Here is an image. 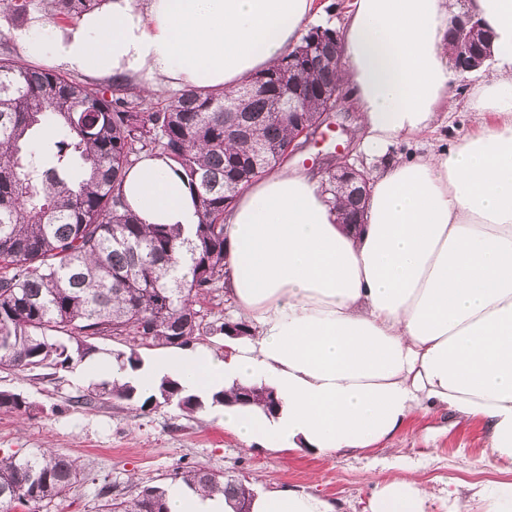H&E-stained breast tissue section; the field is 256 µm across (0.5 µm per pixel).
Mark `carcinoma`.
<instances>
[{
    "mask_svg": "<svg viewBox=\"0 0 512 512\" xmlns=\"http://www.w3.org/2000/svg\"><path fill=\"white\" fill-rule=\"evenodd\" d=\"M54 19L74 25L104 0H42ZM291 51L234 91L185 89L163 101L129 82L77 81L54 69L0 53V367L21 372L72 369L99 353L94 336H127L135 343L186 346L223 331L227 322L196 304L224 287V213L241 186L283 162L288 125L279 109L293 93L304 97L302 118L325 110L320 92H336V73L320 52L297 60ZM260 89L253 90L256 84ZM165 155L189 178L200 222L190 235L173 224H144L126 209L122 182L144 155ZM342 200L341 218L364 214L354 184L327 181ZM118 370H135V348L117 352ZM142 400L187 412L198 396L167 377L144 398L128 382H102L95 399ZM276 407L273 391L238 386L212 395L217 404ZM32 403L0 390V412L22 416ZM84 479L78 460L49 448L0 456V512L20 505L41 512ZM172 481L209 494H227L236 512L249 507L243 482L192 463ZM166 489L144 486L131 498H108L100 512H169Z\"/></svg>",
    "mask_w": 512,
    "mask_h": 512,
    "instance_id": "carcinoma-1",
    "label": "carcinoma"
}]
</instances>
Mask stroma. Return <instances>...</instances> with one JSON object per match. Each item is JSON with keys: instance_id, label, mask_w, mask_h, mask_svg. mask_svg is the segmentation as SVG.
Segmentation results:
<instances>
[{"instance_id": "1", "label": "stroma", "mask_w": 512, "mask_h": 512, "mask_svg": "<svg viewBox=\"0 0 512 512\" xmlns=\"http://www.w3.org/2000/svg\"><path fill=\"white\" fill-rule=\"evenodd\" d=\"M40 0H30L28 16L12 19L0 11V49L25 59L16 35L51 25ZM93 376L75 371L20 373L0 368V390L22 393L30 415L0 413V455L52 448L76 458L85 478L48 512H98L97 495L109 483L112 496L127 497L140 487L170 483L176 468L196 463L263 489L292 485L336 501L339 512H367L375 482L419 472L434 496L432 512H484L481 490L512 482V470L494 463L485 428L475 419L435 412L413 420L377 448L322 457L305 450L275 455L244 448L224 428L221 405L204 401L185 415L172 405L140 411L136 403L95 399L82 405Z\"/></svg>"}]
</instances>
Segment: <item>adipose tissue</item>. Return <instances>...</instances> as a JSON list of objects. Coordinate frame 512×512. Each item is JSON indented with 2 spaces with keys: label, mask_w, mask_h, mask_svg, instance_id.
<instances>
[{
  "label": "adipose tissue",
  "mask_w": 512,
  "mask_h": 512,
  "mask_svg": "<svg viewBox=\"0 0 512 512\" xmlns=\"http://www.w3.org/2000/svg\"><path fill=\"white\" fill-rule=\"evenodd\" d=\"M465 10L494 34L496 62L469 99L475 130L438 135L455 110L448 19ZM318 15L315 0H106L80 30L26 33L30 56L89 79L230 91L272 65ZM339 80L360 115V149L386 156L369 175L366 223H338L320 173L285 166L224 217V294L248 336L167 350L115 380L162 377L208 399L257 385L279 406L229 404L245 445L334 456L379 446L415 416L481 420L495 461L512 469V0H352L339 27ZM410 153L387 157L393 143ZM126 203L146 224L198 223L187 180L162 155L126 174ZM420 475L376 484L369 512H430ZM169 512H234L221 494L174 484ZM250 512H337L283 485Z\"/></svg>",
  "instance_id": "obj_1"
}]
</instances>
